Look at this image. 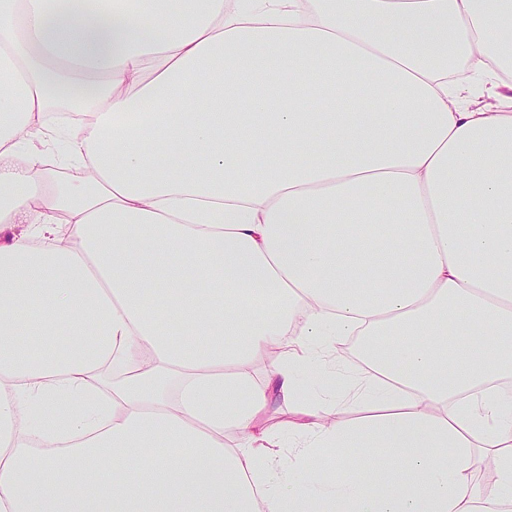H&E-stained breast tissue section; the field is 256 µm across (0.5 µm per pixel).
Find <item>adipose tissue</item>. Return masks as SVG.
<instances>
[{
    "mask_svg": "<svg viewBox=\"0 0 512 512\" xmlns=\"http://www.w3.org/2000/svg\"><path fill=\"white\" fill-rule=\"evenodd\" d=\"M511 70L512 0H0V512H512ZM310 401L304 399H298L288 404H279L273 408L267 418V424L271 428L288 429L289 420H299L301 418L300 410L309 407Z\"/></svg>",
    "mask_w": 512,
    "mask_h": 512,
    "instance_id": "ef3b65f1",
    "label": "adipose tissue"
}]
</instances>
